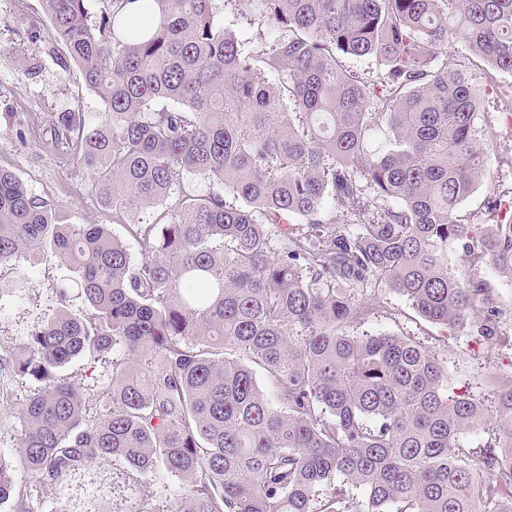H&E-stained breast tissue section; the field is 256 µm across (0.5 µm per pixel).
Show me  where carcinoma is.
I'll return each mask as SVG.
<instances>
[{
    "instance_id": "cac0c4a2",
    "label": "carcinoma",
    "mask_w": 512,
    "mask_h": 512,
    "mask_svg": "<svg viewBox=\"0 0 512 512\" xmlns=\"http://www.w3.org/2000/svg\"><path fill=\"white\" fill-rule=\"evenodd\" d=\"M99 2L94 20L85 0L43 6L104 112L36 127L88 169L143 261L105 224L61 223L60 204L0 169V266L49 247L76 274L56 288L51 321L0 346L1 412L18 380L41 384L20 412L17 455L0 456V503L31 512L18 468L58 485L112 460L133 482L158 467L180 478L177 512H512V468L500 465L512 460V377L488 372V405L449 398L421 343L346 332L380 306L356 294L390 289L432 323L471 320L499 340L486 283L448 268L455 244L512 276L500 200L482 236L456 219L486 157L479 99L448 69L447 46L485 64L511 113L498 75L512 73V0H234L277 32L257 57L217 22L220 0ZM350 56L376 58L379 74L363 77ZM378 129L388 145L374 150ZM489 139L512 166V139ZM188 174L223 192L198 193ZM368 189L393 204L370 211ZM155 205L151 223L134 221ZM290 217L306 227L291 231ZM109 354L111 378L88 395L61 375ZM485 425L480 477L461 436Z\"/></svg>"
}]
</instances>
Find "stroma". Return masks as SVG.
<instances>
[{
  "label": "stroma",
  "instance_id": "35a3bbf8",
  "mask_svg": "<svg viewBox=\"0 0 512 512\" xmlns=\"http://www.w3.org/2000/svg\"><path fill=\"white\" fill-rule=\"evenodd\" d=\"M217 20L250 54L267 49L274 37L261 22L240 17L232 0H226ZM62 55L44 21L42 0H0V167L21 179L32 195L62 204L64 223L108 225L123 240L133 263H140L138 244L127 238L122 225L113 223L112 207L91 190L87 170L62 159L38 137L24 142L17 137L38 113L83 112L94 121L103 112L100 97L85 86L79 67L62 62ZM447 57L449 68L467 73L480 98L473 116L476 137L490 129L511 136L512 116L500 112L496 96L488 94L482 63L457 44L449 45ZM502 195L512 197V169L499 165L491 152L483 179L456 212L459 222L485 232L484 206L488 199ZM448 266L458 275L490 286L502 312V327L512 335V278L490 264L469 265L455 245L448 248ZM20 275L31 280V288L23 295L9 292L8 284ZM71 276L54 253L42 250L22 251L12 263L0 267V345L23 342L34 328L52 319L57 313L54 290ZM382 296L383 309L351 324L350 334H393L421 342L436 353L447 372L446 395L481 399L491 393L488 371L512 376V344L485 341L470 326L456 330L428 322L394 291H383ZM122 472L117 462L57 486L30 481L20 472L15 479L27 488L32 512H121L126 504L145 499L173 512L182 490L177 477L160 469L144 482L133 483Z\"/></svg>",
  "mask_w": 512,
  "mask_h": 512
}]
</instances>
